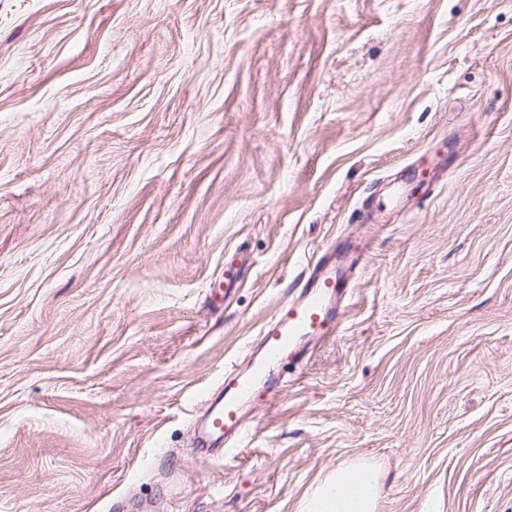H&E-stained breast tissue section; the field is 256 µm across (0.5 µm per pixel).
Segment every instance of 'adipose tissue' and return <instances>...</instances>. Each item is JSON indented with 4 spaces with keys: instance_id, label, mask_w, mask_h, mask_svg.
<instances>
[{
    "instance_id": "adipose-tissue-1",
    "label": "adipose tissue",
    "mask_w": 512,
    "mask_h": 512,
    "mask_svg": "<svg viewBox=\"0 0 512 512\" xmlns=\"http://www.w3.org/2000/svg\"><path fill=\"white\" fill-rule=\"evenodd\" d=\"M379 494L377 472L362 463L341 466L299 505V512H375Z\"/></svg>"
}]
</instances>
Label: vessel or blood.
<instances>
[{
	"label": "vessel or blood",
	"instance_id": "b4317fda",
	"mask_svg": "<svg viewBox=\"0 0 512 512\" xmlns=\"http://www.w3.org/2000/svg\"><path fill=\"white\" fill-rule=\"evenodd\" d=\"M366 252L361 244L341 254L328 247L284 283L283 301L260 330V355L244 368L226 373L206 400L207 410L195 429L201 460L219 458L228 448L243 446L254 421L247 410L250 400L259 395L264 407L274 406L283 395L284 361L305 362L311 346L341 328L350 294L336 258L344 256L353 267L363 262Z\"/></svg>",
	"mask_w": 512,
	"mask_h": 512
}]
</instances>
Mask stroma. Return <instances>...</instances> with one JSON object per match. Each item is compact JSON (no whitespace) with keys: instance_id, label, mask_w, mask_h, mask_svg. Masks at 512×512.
Masks as SVG:
<instances>
[{"instance_id":"35a3bbf8","label":"stroma","mask_w":512,"mask_h":512,"mask_svg":"<svg viewBox=\"0 0 512 512\" xmlns=\"http://www.w3.org/2000/svg\"><path fill=\"white\" fill-rule=\"evenodd\" d=\"M347 243L338 334L197 460ZM351 461L378 512H512V0H0V512H297ZM348 291V280L336 265V246L328 247L293 280L283 283L284 300L260 330V355L244 368L226 373L205 402L207 410L195 429L200 461L239 449L228 447L243 446L255 417L246 407L258 387L264 408L280 400L283 362L304 363L315 343L341 328L345 302L351 297Z\"/></svg>"}]
</instances>
